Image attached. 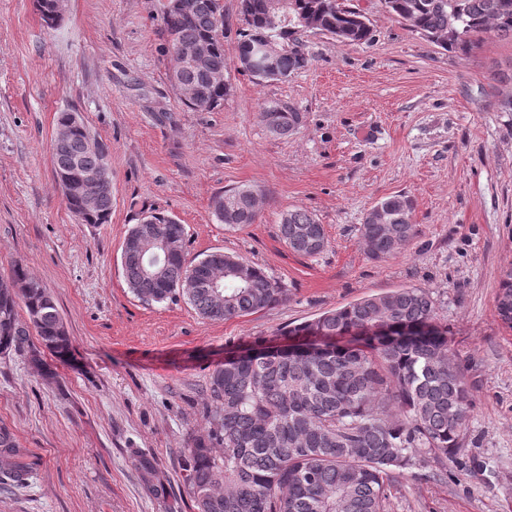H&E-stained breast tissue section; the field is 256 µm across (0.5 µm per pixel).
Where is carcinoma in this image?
I'll list each match as a JSON object with an SVG mask.
<instances>
[{
	"label": "carcinoma",
	"instance_id": "carcinoma-1",
	"mask_svg": "<svg viewBox=\"0 0 512 512\" xmlns=\"http://www.w3.org/2000/svg\"><path fill=\"white\" fill-rule=\"evenodd\" d=\"M388 11L444 49L467 54L484 34L512 37V0H385ZM270 0H240L246 28L240 42L272 33L289 46L279 71L287 77L309 64L296 34L303 17L322 32L339 34L342 45L364 44L372 29L363 14L342 0H282L280 14ZM195 14L183 18L163 11L165 31L191 43L214 39L205 69L186 67L172 58L173 69L208 92L210 109L221 106L224 86L206 81V72L224 73V39L215 37L223 0H196ZM298 113L265 107L268 129L285 137L297 129ZM92 133L83 125L68 152L52 156L67 167L77 161L86 170L106 160L105 152L87 154L84 140ZM112 192L92 215L79 211L75 198L67 208L80 224H103L112 212ZM256 195L248 187L233 188L215 200L214 213L232 227L257 219ZM386 222L360 227L370 256L385 259L400 252L415 236L411 199L394 195L380 201ZM157 227L185 235L169 216L152 213ZM279 237L303 257L314 258L327 247L324 226L308 211L282 213ZM210 264L224 269L215 302L204 282L190 295L180 282L190 272L185 255L165 263L164 285L143 275L145 259L123 262L131 293L146 302L186 300L207 320H229L279 304L287 289L260 267L220 251L209 253ZM24 305L32 319H19ZM495 306L501 320L512 324V269L503 274ZM0 353L27 354L44 364L30 347L36 335L57 358L71 353V341L57 306L44 291L12 298L0 291ZM435 305L421 288L403 287L368 296L285 332L293 342L251 348L224 360L210 374L207 386L205 437L183 450L187 492L196 512H384L391 473L413 466L427 454L444 463L460 452L470 392L460 369L448 358L447 331L434 324ZM382 324L418 328L414 336H355L353 331ZM135 466L145 488L157 500L169 497V485L154 459L138 455ZM31 464L13 430L0 424V485L19 486Z\"/></svg>",
	"mask_w": 512,
	"mask_h": 512
}]
</instances>
